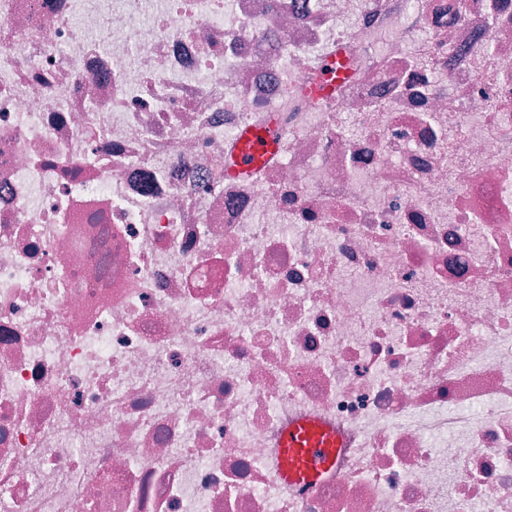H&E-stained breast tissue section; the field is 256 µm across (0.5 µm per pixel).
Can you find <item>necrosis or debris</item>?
I'll use <instances>...</instances> for the list:
<instances>
[{
	"label": "necrosis or debris",
	"mask_w": 512,
	"mask_h": 512,
	"mask_svg": "<svg viewBox=\"0 0 512 512\" xmlns=\"http://www.w3.org/2000/svg\"><path fill=\"white\" fill-rule=\"evenodd\" d=\"M0 512H512V0H0ZM333 71H328L324 77L318 81L312 88L316 97H327L335 93L336 88L347 78V70L341 62V57L329 61ZM277 124L271 118L266 127H248L237 138L233 166L228 173L236 176L253 174L276 151ZM340 441L336 431L314 415L288 424L278 452V478L288 485L314 488L335 465Z\"/></svg>",
	"instance_id": "obj_1"
}]
</instances>
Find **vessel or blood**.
Wrapping results in <instances>:
<instances>
[{
  "label": "vessel or blood",
  "instance_id": "b4317fda",
  "mask_svg": "<svg viewBox=\"0 0 512 512\" xmlns=\"http://www.w3.org/2000/svg\"><path fill=\"white\" fill-rule=\"evenodd\" d=\"M333 69L318 81L312 92L318 97L333 95L347 77L341 60H333ZM277 124L249 127L237 138L231 174H253L277 148ZM340 446L334 429L314 415H306L289 423L282 432L278 452V478L286 484L312 488L321 483L336 462Z\"/></svg>",
  "mask_w": 512,
  "mask_h": 512
}]
</instances>
